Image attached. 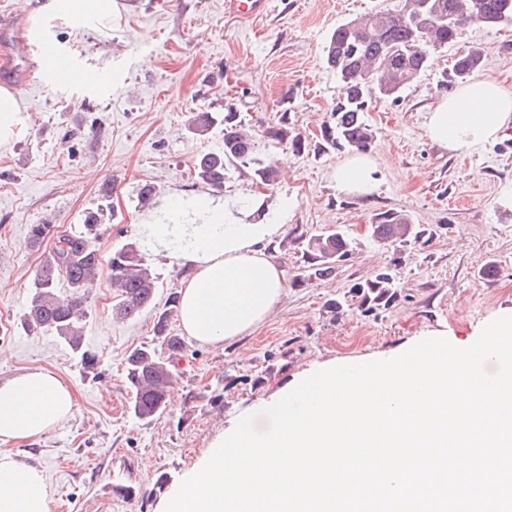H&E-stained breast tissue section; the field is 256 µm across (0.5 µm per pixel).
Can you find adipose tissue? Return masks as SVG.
<instances>
[{
    "mask_svg": "<svg viewBox=\"0 0 512 512\" xmlns=\"http://www.w3.org/2000/svg\"><path fill=\"white\" fill-rule=\"evenodd\" d=\"M113 0H43L35 16L78 23L112 18ZM512 129V91L475 77L440 98L425 134L448 152H478ZM379 160L357 154L336 169V186L371 195L379 184ZM153 251L173 258L188 275L182 283L180 324L187 336L213 348L249 335L284 292V276L270 242L283 227L200 195L191 202L167 198L162 216L139 225ZM75 399L56 373L31 369L0 380V512H47L49 487L42 471L5 452V444L34 440L70 419Z\"/></svg>",
    "mask_w": 512,
    "mask_h": 512,
    "instance_id": "ef3b65f1",
    "label": "adipose tissue"
}]
</instances>
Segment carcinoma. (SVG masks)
Here are the masks:
<instances>
[{
    "mask_svg": "<svg viewBox=\"0 0 512 512\" xmlns=\"http://www.w3.org/2000/svg\"><path fill=\"white\" fill-rule=\"evenodd\" d=\"M468 25L511 26L512 0H385L379 10L338 24L323 48V55L324 63L336 74L345 94L336 99L331 121L322 127L318 149L369 151L376 131L366 120L365 112L384 100L398 99L427 70L429 52L456 45L462 29ZM483 57V50L477 46L458 49L440 87L447 89L471 76L482 67ZM218 122L224 124V149L197 156L193 166L195 180L212 191H221L230 167L250 166L253 183L274 185V163L256 164L257 141L239 119L234 104H227L222 115L192 113L187 130L200 137ZM266 137L273 144H284L297 153L307 149V142L292 131L290 113L286 110L277 113L275 125L269 127ZM112 193V189L103 188L105 205L86 212L82 230L64 235L60 245L46 255L30 285L25 313L30 327L55 334L80 351L81 362L88 371L95 370L98 362L94 353L81 350L89 314L87 292L101 272L97 229L111 212ZM421 236L416 225L397 212L379 213L370 224L371 239L395 252ZM148 251L146 245L128 243L109 259L110 278L118 288L112 314L118 319H134L153 304L158 276ZM352 252V239L339 229L310 236L302 249V273L294 276L291 283L333 276ZM61 284L69 288L68 294L59 293ZM397 293L395 277L388 268L354 284L348 291L351 299L367 312L387 309L395 302ZM178 303L173 292L168 307L156 314L153 332L157 344L136 347L126 358L131 410L140 421L151 422L167 410L168 393L186 350L185 341L170 332V320L178 312Z\"/></svg>",
    "mask_w": 512,
    "mask_h": 512,
    "instance_id": "carcinoma-1",
    "label": "carcinoma"
}]
</instances>
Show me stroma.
I'll use <instances>...</instances> for the list:
<instances>
[{"mask_svg": "<svg viewBox=\"0 0 512 512\" xmlns=\"http://www.w3.org/2000/svg\"><path fill=\"white\" fill-rule=\"evenodd\" d=\"M108 22L73 26L49 21V33L70 59L69 84L48 83L36 47L10 64L14 35H27L26 0H0V80L14 92L28 122L0 147V378L48 369L71 387L72 418L32 441L9 444L19 461L43 471L51 490L48 512H159L161 503L242 416L255 413L306 375L332 363H365L411 346L435 331L451 343L476 340L492 319L512 312V132L471 155L432 144L424 124L442 96L439 82L452 51L400 98L376 104L366 119L377 132L379 186L370 197L338 191L340 152L284 154L263 132L288 107L292 128L317 139L336 101L338 82L323 63V47L339 23L374 11L382 0H271L268 14L243 20L224 0H116ZM461 45L484 51L482 76L512 90V27L472 25ZM95 68L101 82L86 86L79 72ZM235 103L258 134L257 160L287 157L274 187L253 184L248 169H230L223 196L276 205L287 201L285 234L271 246L283 271L302 265L301 237L338 228L356 238L355 253L331 278L288 286L280 304L250 335L211 348L187 340L164 415L135 419L125 383L127 353L153 343V320L182 272L155 261L154 305L136 320L112 315V283L100 274L89 293L84 346L96 371L62 339L23 322L30 283L53 241L29 244L30 225L51 220L54 231L77 229L100 203L103 183L116 181L115 216L99 229L102 257L140 241L145 213L138 189L161 196L204 194L193 164L224 148V128L203 137L187 131L191 113ZM398 211L424 232L395 253L370 238L377 213ZM393 267L398 299L382 312H363L349 288ZM341 301L342 312L331 310Z\"/></svg>", "mask_w": 512, "mask_h": 512, "instance_id": "obj_1", "label": "stroma"}]
</instances>
